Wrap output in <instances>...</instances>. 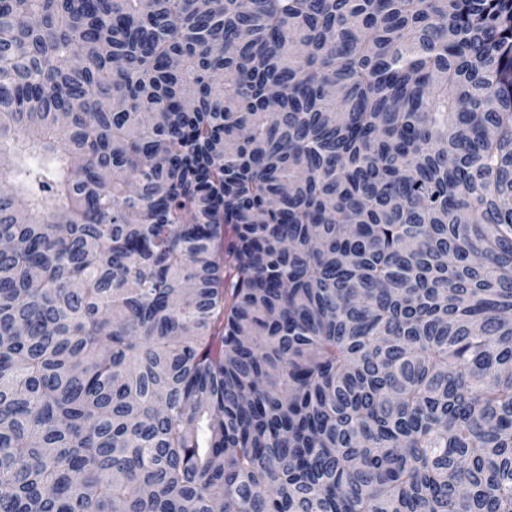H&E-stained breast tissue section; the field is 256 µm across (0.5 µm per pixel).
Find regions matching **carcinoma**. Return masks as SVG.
<instances>
[{
  "label": "carcinoma",
  "instance_id": "cac0c4a2",
  "mask_svg": "<svg viewBox=\"0 0 512 512\" xmlns=\"http://www.w3.org/2000/svg\"><path fill=\"white\" fill-rule=\"evenodd\" d=\"M0 512H512V0H0Z\"/></svg>",
  "mask_w": 512,
  "mask_h": 512
}]
</instances>
